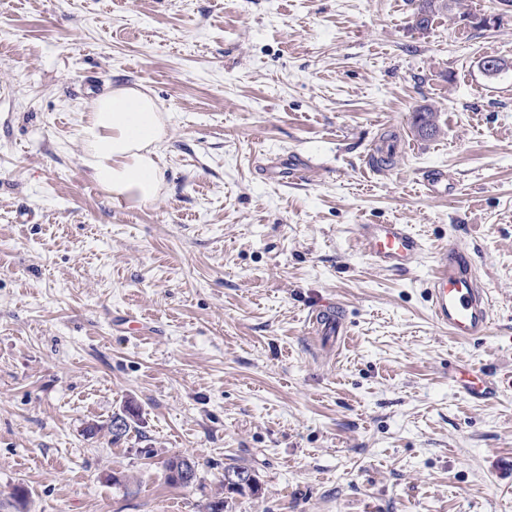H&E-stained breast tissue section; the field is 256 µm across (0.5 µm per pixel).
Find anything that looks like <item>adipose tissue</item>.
Listing matches in <instances>:
<instances>
[{"instance_id":"adipose-tissue-1","label":"adipose tissue","mask_w":512,"mask_h":512,"mask_svg":"<svg viewBox=\"0 0 512 512\" xmlns=\"http://www.w3.org/2000/svg\"><path fill=\"white\" fill-rule=\"evenodd\" d=\"M165 123L153 99L138 87H120L100 96L82 129V163L113 203L140 205L156 199L164 183L158 145Z\"/></svg>"}]
</instances>
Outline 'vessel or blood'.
<instances>
[{"mask_svg":"<svg viewBox=\"0 0 512 512\" xmlns=\"http://www.w3.org/2000/svg\"><path fill=\"white\" fill-rule=\"evenodd\" d=\"M362 252L375 264L389 270H405L424 251L423 242L404 224H362L356 234ZM435 321L461 339L486 335L491 327L488 292L476 279L470 252L458 246L441 251L426 288ZM310 322L321 335L344 341L348 330L343 314L333 301L313 309ZM460 391L470 400L485 401L496 393L489 374L475 370L462 374Z\"/></svg>","mask_w":512,"mask_h":512,"instance_id":"b4317fda","label":"vessel or blood"}]
</instances>
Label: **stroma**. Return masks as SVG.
I'll use <instances>...</instances> for the list:
<instances>
[{
    "label": "stroma",
    "instance_id": "obj_1",
    "mask_svg": "<svg viewBox=\"0 0 512 512\" xmlns=\"http://www.w3.org/2000/svg\"><path fill=\"white\" fill-rule=\"evenodd\" d=\"M413 12L0 0V512L17 486L24 512H206L229 466L261 491L226 512H512V67L480 68L512 64V4L458 0L424 29ZM92 79L165 118L149 204H112L82 163ZM433 170L452 195L427 194ZM360 224L426 250L379 268ZM450 245L494 298L477 340L426 299ZM328 299L339 351L306 333ZM471 367L494 398L458 393ZM177 454L200 483H167ZM310 322L321 335L336 337L338 344L342 343L348 335L342 311L333 301H323L314 308Z\"/></svg>",
    "mask_w": 512,
    "mask_h": 512
}]
</instances>
